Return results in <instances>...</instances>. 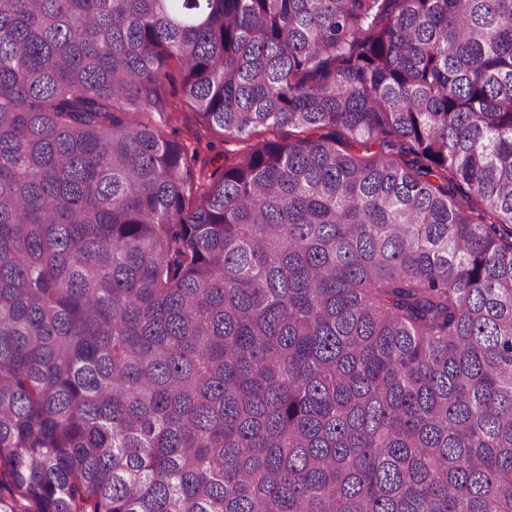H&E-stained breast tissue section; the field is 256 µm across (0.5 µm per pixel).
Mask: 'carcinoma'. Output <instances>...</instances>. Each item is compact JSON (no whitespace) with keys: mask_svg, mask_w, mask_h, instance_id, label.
Listing matches in <instances>:
<instances>
[{"mask_svg":"<svg viewBox=\"0 0 512 512\" xmlns=\"http://www.w3.org/2000/svg\"><path fill=\"white\" fill-rule=\"evenodd\" d=\"M0 512H512V0H0Z\"/></svg>","mask_w":512,"mask_h":512,"instance_id":"1","label":"carcinoma"}]
</instances>
